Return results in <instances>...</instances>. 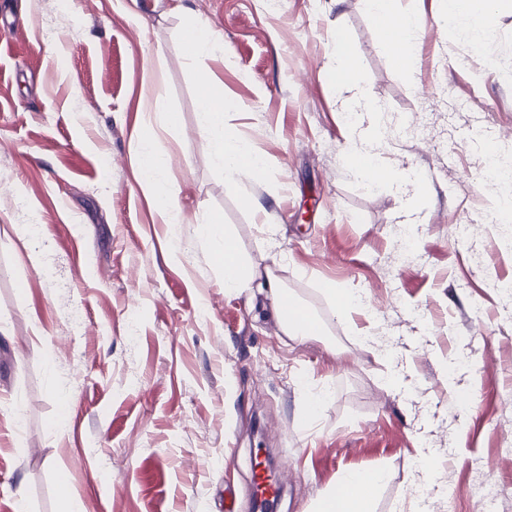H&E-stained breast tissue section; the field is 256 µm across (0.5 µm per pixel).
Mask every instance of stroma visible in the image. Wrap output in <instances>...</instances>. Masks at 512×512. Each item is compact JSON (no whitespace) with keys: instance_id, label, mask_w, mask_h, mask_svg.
I'll return each mask as SVG.
<instances>
[{"instance_id":"35a3bbf8","label":"stroma","mask_w":512,"mask_h":512,"mask_svg":"<svg viewBox=\"0 0 512 512\" xmlns=\"http://www.w3.org/2000/svg\"><path fill=\"white\" fill-rule=\"evenodd\" d=\"M399 5L428 19L410 72L364 0H0V512L20 489L30 512H63L67 495L83 512H253L258 448L282 478L273 512H314L352 471L383 474L372 512H475L471 461L489 483L512 471L496 457L512 448V314L488 286L512 278V254L495 249L482 177L485 139L512 145V0H495L479 51L477 19ZM191 16L223 57L187 61ZM340 35L350 89L330 72ZM205 73L235 101L225 122L263 157L259 177L226 182L205 149ZM356 92L381 109L378 164L427 175L426 196L345 167ZM145 133L170 152L175 229L136 178ZM210 212L323 336L289 339L266 295L225 292ZM409 220L419 257L403 266Z\"/></svg>"}]
</instances>
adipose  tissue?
<instances>
[{
  "label": "adipose tissue",
  "mask_w": 512,
  "mask_h": 512,
  "mask_svg": "<svg viewBox=\"0 0 512 512\" xmlns=\"http://www.w3.org/2000/svg\"><path fill=\"white\" fill-rule=\"evenodd\" d=\"M398 0H366V7L378 25H390L394 36L386 37L394 63L403 70L413 68L410 47L426 29L424 17L402 12ZM236 103L224 94V87L213 79H206L201 88L198 110L200 127L208 134L205 146L224 169L227 181L238 180L241 175L260 172L262 157L224 124V114ZM142 184L149 191L154 208L164 223L178 224L182 210L177 192L167 179L169 154L154 139L141 137L134 148ZM362 491H331L321 496L317 512H370L373 493L382 479L381 473L368 474Z\"/></svg>",
  "instance_id": "ef3b65f1"
}]
</instances>
